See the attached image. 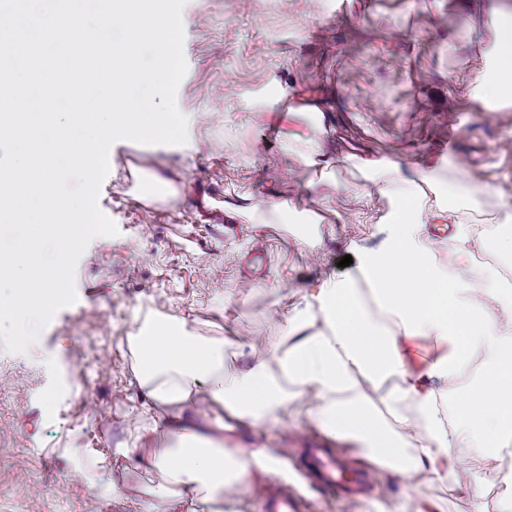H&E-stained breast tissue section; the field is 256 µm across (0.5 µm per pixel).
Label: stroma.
<instances>
[{"label":"stroma","instance_id":"35a3bbf8","mask_svg":"<svg viewBox=\"0 0 512 512\" xmlns=\"http://www.w3.org/2000/svg\"><path fill=\"white\" fill-rule=\"evenodd\" d=\"M188 71L177 103L191 115L181 146L115 142L98 197L116 237L93 239L75 274L77 299L27 354L0 348V512H146L142 458L155 446L153 401L135 376L130 338L145 318L221 337L247 369L282 343L276 296L297 300L343 256L389 237V201L351 154L436 168L471 189L467 219L497 222L512 200V106L486 125L472 92L491 40L466 0H187ZM323 135L328 169L303 151ZM163 177L167 188L143 185ZM291 217L271 212L278 201ZM265 208L256 223L250 205ZM320 223H307L311 213ZM266 258L251 263L255 243ZM224 445L286 454L231 493L259 512L266 487L294 485L306 512H497L512 493V441L478 469L472 492L382 473L341 496L306 486V451L362 470L356 445L302 414L279 424L225 417Z\"/></svg>","mask_w":512,"mask_h":512}]
</instances>
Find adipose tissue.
Wrapping results in <instances>:
<instances>
[{
    "label": "adipose tissue",
    "instance_id": "1",
    "mask_svg": "<svg viewBox=\"0 0 512 512\" xmlns=\"http://www.w3.org/2000/svg\"><path fill=\"white\" fill-rule=\"evenodd\" d=\"M485 26L492 35L490 63L476 82L487 103L512 101V14L490 0ZM371 183L393 206L392 233L378 251L359 256L354 274L325 275L320 288L293 305L277 304L286 346L257 359L246 371L221 338L197 336L185 324L159 322L133 339L135 372L166 424L172 445L152 449L148 464L165 475L144 487L154 499L190 494L188 512H218L230 489L252 470L271 466L263 450L242 456L224 448L208 428L188 425L200 403L254 423H278L303 410L328 435L357 442L375 465L405 473L423 465L429 480L472 488L477 464L495 461L512 437V330L500 323L512 308V289L494 279L462 274L474 259L480 232L461 211L465 186L449 184L440 202L427 200L436 184L432 170L367 158ZM450 224L454 263L443 264L432 230ZM365 282L376 305L396 321L389 329L366 312L355 291ZM435 349L423 371L409 368L407 340ZM481 356L487 379L462 392L449 413L438 383L458 376ZM383 390L388 420L368 405ZM414 448L417 459L406 451Z\"/></svg>",
    "mask_w": 512,
    "mask_h": 512
}]
</instances>
